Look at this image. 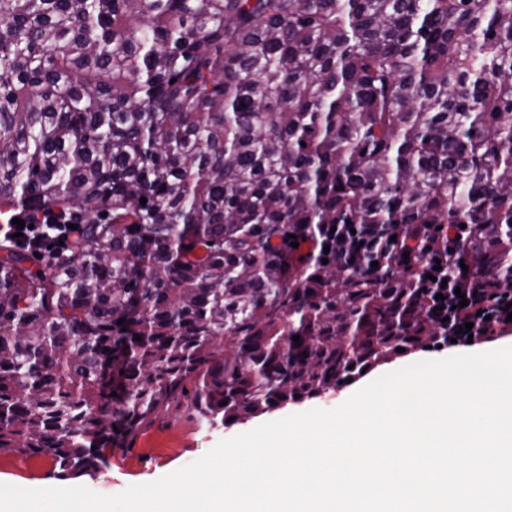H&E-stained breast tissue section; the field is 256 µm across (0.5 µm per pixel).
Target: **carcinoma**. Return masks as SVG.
<instances>
[{
    "label": "carcinoma",
    "instance_id": "obj_1",
    "mask_svg": "<svg viewBox=\"0 0 512 512\" xmlns=\"http://www.w3.org/2000/svg\"><path fill=\"white\" fill-rule=\"evenodd\" d=\"M21 209L83 230L35 271L0 244L1 450L77 479L162 405L319 397L435 326L415 272L288 236L462 224L474 286L512 285V0H0Z\"/></svg>",
    "mask_w": 512,
    "mask_h": 512
}]
</instances>
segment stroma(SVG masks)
<instances>
[{
    "label": "stroma",
    "mask_w": 512,
    "mask_h": 512,
    "mask_svg": "<svg viewBox=\"0 0 512 512\" xmlns=\"http://www.w3.org/2000/svg\"><path fill=\"white\" fill-rule=\"evenodd\" d=\"M354 380L330 390L322 397L274 408L255 418L235 423L210 425L196 420L190 404L161 408L153 423L134 442H108L97 472L81 477L82 485L103 495H115L142 479L156 481L186 466L213 448L220 440L251 431L261 423L281 419L312 408L332 409L361 388ZM50 459L0 451V479H23L35 488H48L54 482Z\"/></svg>",
    "instance_id": "1"
}]
</instances>
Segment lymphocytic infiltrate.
I'll use <instances>...</instances> for the list:
<instances>
[{"mask_svg":"<svg viewBox=\"0 0 512 512\" xmlns=\"http://www.w3.org/2000/svg\"><path fill=\"white\" fill-rule=\"evenodd\" d=\"M18 217L24 221V228L1 224L0 236L40 259L52 255L55 245H72L79 235L71 228L70 217L56 212L22 211ZM462 240V230L457 226L408 240L392 238L390 233L370 224L353 228L340 224L335 231L321 232L318 243L334 247L337 259L351 263L360 272L370 271L372 262L383 258L393 260L398 271L408 266L416 268L431 298V318L436 329L432 343L447 348L454 343L463 347L470 341L495 340L512 328L507 320L512 313V289L474 287L453 269L450 255L458 251ZM468 322L473 328L467 334L461 327Z\"/></svg>","mask_w":512,"mask_h":512,"instance_id":"f902f5d3","label":"lymphocytic infiltrate"}]
</instances>
